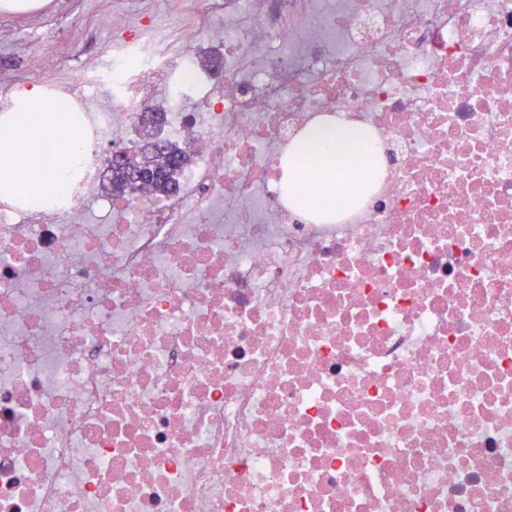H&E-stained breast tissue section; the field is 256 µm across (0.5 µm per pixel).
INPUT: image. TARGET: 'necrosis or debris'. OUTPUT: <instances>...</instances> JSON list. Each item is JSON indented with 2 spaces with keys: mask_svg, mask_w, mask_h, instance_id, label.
<instances>
[{
  "mask_svg": "<svg viewBox=\"0 0 512 512\" xmlns=\"http://www.w3.org/2000/svg\"><path fill=\"white\" fill-rule=\"evenodd\" d=\"M217 15L218 70L113 14L82 182L0 201V512H512V0ZM161 87L178 191L102 193ZM324 116L387 161L330 224L282 186Z\"/></svg>",
  "mask_w": 512,
  "mask_h": 512,
  "instance_id": "necrosis-or-debris-1",
  "label": "necrosis or debris"
}]
</instances>
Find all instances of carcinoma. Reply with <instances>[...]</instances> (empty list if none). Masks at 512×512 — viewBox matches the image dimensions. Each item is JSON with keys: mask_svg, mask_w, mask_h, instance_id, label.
<instances>
[{"mask_svg": "<svg viewBox=\"0 0 512 512\" xmlns=\"http://www.w3.org/2000/svg\"><path fill=\"white\" fill-rule=\"evenodd\" d=\"M185 162H187V158L175 147L166 151H151L144 146L126 164L112 168L113 193H118V190L128 183L133 170L138 167L155 176L150 184L153 192L172 193L178 187L176 179L178 167Z\"/></svg>", "mask_w": 512, "mask_h": 512, "instance_id": "obj_1", "label": "carcinoma"}]
</instances>
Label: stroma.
I'll use <instances>...</instances> for the list:
<instances>
[{"label":"stroma","mask_w":512,"mask_h":512,"mask_svg":"<svg viewBox=\"0 0 512 512\" xmlns=\"http://www.w3.org/2000/svg\"><path fill=\"white\" fill-rule=\"evenodd\" d=\"M202 0H50L43 10L0 14V87L9 90L37 82L45 86L74 80L89 65L111 54L119 40L111 15L123 10L159 40L174 39L196 26ZM74 31L71 43L57 39L62 26ZM45 58L44 69L32 73V58Z\"/></svg>","instance_id":"35a3bbf8"}]
</instances>
